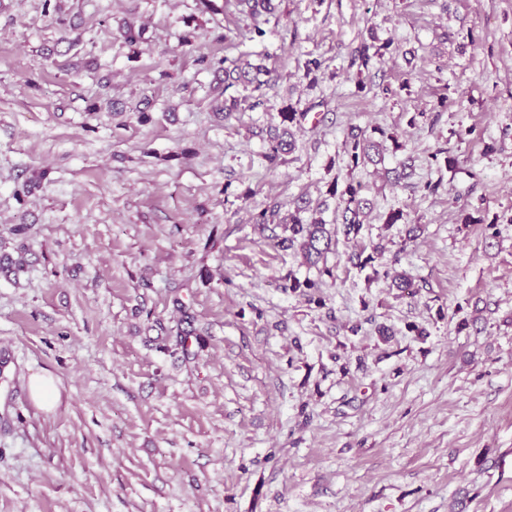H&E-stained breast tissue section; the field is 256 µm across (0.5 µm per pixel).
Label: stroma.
<instances>
[{
  "mask_svg": "<svg viewBox=\"0 0 512 512\" xmlns=\"http://www.w3.org/2000/svg\"><path fill=\"white\" fill-rule=\"evenodd\" d=\"M213 2L0 0V247L29 260L0 276V512H512V0ZM243 52L269 83L226 118L200 59ZM349 179L367 222L317 265L254 221L335 223ZM370 43L368 40H363L360 44V46L355 50V54L352 56L351 59V67L354 65H357L358 73H363V71H369L378 62V59H380L384 52H382V49L387 50L390 46V42H385L382 45H375V41L377 38L370 34L369 36ZM381 144L359 129H351L346 137L345 148L350 158L351 168L361 164L377 162L374 157L380 156ZM28 386L30 397L38 407L51 410L56 406L58 401L57 390L50 377L33 374L29 378Z\"/></svg>",
  "mask_w": 512,
  "mask_h": 512,
  "instance_id": "obj_1",
  "label": "stroma"
}]
</instances>
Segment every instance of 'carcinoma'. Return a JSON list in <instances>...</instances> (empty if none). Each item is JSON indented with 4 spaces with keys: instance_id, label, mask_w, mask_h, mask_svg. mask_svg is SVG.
Instances as JSON below:
<instances>
[{
    "instance_id": "cac0c4a2",
    "label": "carcinoma",
    "mask_w": 512,
    "mask_h": 512,
    "mask_svg": "<svg viewBox=\"0 0 512 512\" xmlns=\"http://www.w3.org/2000/svg\"><path fill=\"white\" fill-rule=\"evenodd\" d=\"M375 41V36H369V40L362 41L352 56L351 65L357 66L360 74L375 67L378 59L384 55V50L391 46L389 42L377 46ZM216 71L224 72V90L221 92L224 99H215L214 109L227 114L253 107V103L249 102L248 98L229 95L227 89L240 82L246 86L252 85V91L259 92L264 82L258 79V75L269 73L268 68L261 64L253 65L247 60L228 58L218 62ZM288 146L290 143L280 136L273 137L268 151L264 154L270 166L274 167L279 163ZM380 147L379 142L359 129L350 130L345 141V148L354 168L374 161V157L380 155ZM363 190L364 187L359 182L349 181L341 189L338 185H333L332 195L338 198L342 207L341 226L333 232L326 228L322 220L303 216V213L307 212V206L296 207L294 211L288 213V226H286L288 236L281 239L280 245L286 249L298 248L306 262L315 264L331 250L333 236L339 233L346 237L358 236L363 227L364 210L369 208V200L363 196ZM24 264L25 260L22 257L14 259L7 254H1L0 275L4 277L14 275L22 269Z\"/></svg>"
}]
</instances>
